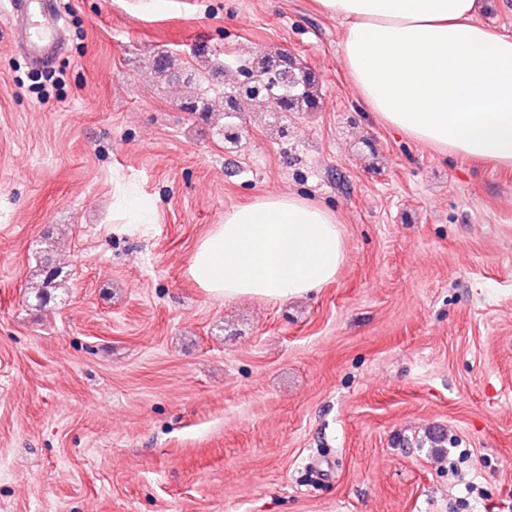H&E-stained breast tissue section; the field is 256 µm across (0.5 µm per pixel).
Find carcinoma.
I'll use <instances>...</instances> for the list:
<instances>
[{
  "label": "carcinoma",
  "instance_id": "carcinoma-1",
  "mask_svg": "<svg viewBox=\"0 0 512 512\" xmlns=\"http://www.w3.org/2000/svg\"><path fill=\"white\" fill-rule=\"evenodd\" d=\"M251 71L279 75L278 84L268 92L262 90L234 100L224 99V110L243 112L244 105L259 107L268 117L270 126L278 135H288V114L291 112H315L321 105V94L315 74L294 56L281 52H262L254 58ZM181 105L190 112H212L215 103L198 93L187 96Z\"/></svg>",
  "mask_w": 512,
  "mask_h": 512
}]
</instances>
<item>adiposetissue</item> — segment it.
Returning a JSON list of instances; mask_svg holds the SVG:
<instances>
[{"mask_svg":"<svg viewBox=\"0 0 512 512\" xmlns=\"http://www.w3.org/2000/svg\"><path fill=\"white\" fill-rule=\"evenodd\" d=\"M343 24L342 59L370 111L435 149L512 167V34L479 24V0H317ZM336 217L292 194L225 212L189 272L227 300L273 301L335 280Z\"/></svg>","mask_w":512,"mask_h":512,"instance_id":"ef3b65f1","label":"adipose tissue"}]
</instances>
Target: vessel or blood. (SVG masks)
<instances>
[{
  "label": "vessel or blood",
  "instance_id": "1",
  "mask_svg": "<svg viewBox=\"0 0 512 512\" xmlns=\"http://www.w3.org/2000/svg\"><path fill=\"white\" fill-rule=\"evenodd\" d=\"M10 43L22 49L30 63H52L64 43L62 30L54 13H36L35 0H9Z\"/></svg>",
  "mask_w": 512,
  "mask_h": 512
}]
</instances>
